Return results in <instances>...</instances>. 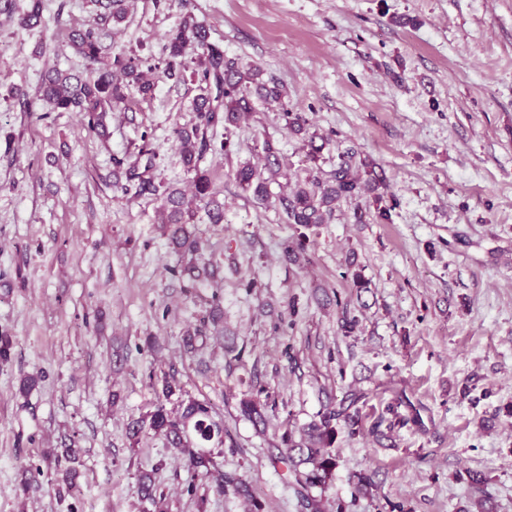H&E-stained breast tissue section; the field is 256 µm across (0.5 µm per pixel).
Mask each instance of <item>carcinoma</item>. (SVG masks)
<instances>
[{"label": "carcinoma", "mask_w": 512, "mask_h": 512, "mask_svg": "<svg viewBox=\"0 0 512 512\" xmlns=\"http://www.w3.org/2000/svg\"><path fill=\"white\" fill-rule=\"evenodd\" d=\"M96 5L104 9L99 14V23L68 34L67 46L85 61V68L75 72L47 71L34 98L18 87L11 90V95L22 99L30 112L35 111L39 101L47 102L53 112H78L83 115L88 129L101 133L105 114L112 111V105L126 99L127 89L136 88L144 98L152 94L154 84L146 78L145 72L155 69V66L136 54L109 55V48L104 44L105 29L111 22L120 24L124 21L127 12L125 0H96ZM42 11L43 0H30L28 9L21 14L18 13L16 0H0V16L15 18L21 28L30 31L41 26ZM190 46L197 50V57L191 66L185 61ZM165 51L164 75L180 80L188 72L197 89L192 104L193 120L175 130L183 163L188 171L194 173L197 205L186 201L176 189L164 190L162 226L174 248L189 257V261L175 273L194 284L213 283L218 275V267L210 262L198 264L199 243L188 225L196 223L200 209L205 211L210 223H222L224 203L216 199L211 177L207 171L200 169V161L207 153L217 149L229 154L230 142L225 140L215 145L213 131L220 125L226 131L237 125L242 115L253 111L252 97L264 102H278L283 92L278 84L263 79L260 68L242 65L224 56V50L210 42L206 27L196 23L189 15L184 17L175 31L168 34ZM282 115L292 133L298 135L306 131V120L302 115L290 112L286 107L282 108ZM279 170L277 161L267 167L265 173L244 165L237 167L233 176L243 190L252 192L256 199L264 201L269 196L268 184ZM366 175L364 179L353 172L351 161L345 160L332 174L330 182L309 179L291 195L279 198V204L289 223L310 229L328 223L340 202L345 200L351 203L372 193L378 217L383 221L391 220L395 205L384 204V196L378 192L384 185L383 178L373 169L366 171ZM121 189L126 193L132 190L136 195L159 192L154 182L138 173L134 165L126 169V184ZM306 238L307 235L301 233L298 239L284 244L283 252L289 260L295 262L303 256ZM362 398L361 394L351 393L347 401L326 409L319 421L308 425L298 441L293 440L292 433H285L281 437L285 452L279 457L270 458L274 465L288 464L301 507L306 512H323L322 494L338 465L336 454L332 451L337 425L344 423L354 426L348 410ZM270 409H275V406L257 397L243 398L239 403L240 415L257 426L266 425L267 411ZM150 433L165 440L167 451L181 458L192 476L213 475L215 451L224 446V425L213 419L210 403L193 398L182 399L176 412L167 410L160 403L127 425L128 438L134 445L139 443L142 436ZM54 461V485L59 499L63 500L76 486L79 451L72 446L58 448L54 452ZM40 476V468L31 464L19 469L20 485L24 489L38 483ZM213 490L219 496L231 493L247 501L253 500L250 483L235 474L221 472L216 475ZM137 496L150 503L155 512H163L164 494L156 484L155 472L138 475Z\"/></svg>", "instance_id": "carcinoma-1"}]
</instances>
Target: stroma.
Instances as JSON below:
<instances>
[{"mask_svg":"<svg viewBox=\"0 0 512 512\" xmlns=\"http://www.w3.org/2000/svg\"><path fill=\"white\" fill-rule=\"evenodd\" d=\"M43 5L36 31L0 18V332L14 339L0 362V512H146L136 476L155 465L167 512H247L191 478L162 439H128L170 371L223 419L219 464L252 483L256 512H303L269 456L354 391L367 399L351 410L355 432L336 434L330 512H512V0H130L108 28L113 52L158 63L193 16L307 121L293 134L254 101L228 153L202 162L224 221L203 215L191 230L219 267L236 362L223 339L187 352L213 293L175 275L160 196L114 185L117 163H135L160 188L190 192L174 131L192 118L195 86L154 71L152 95L129 91L103 137L78 113L26 111L9 88L32 94L45 70L81 69L65 36L95 17L89 0ZM268 142L282 175L264 203L232 171L263 166ZM348 150L383 175L391 219L368 196L319 227L289 223L277 196L328 179ZM302 232L306 258L286 260L283 243ZM346 311L359 321L349 334ZM31 375L40 381L21 396ZM261 387L276 401L263 436L238 412ZM392 401L407 423L381 439L372 427ZM73 442L78 492L64 504L52 451ZM26 463L43 472L27 490Z\"/></svg>","mask_w":512,"mask_h":512,"instance_id":"1","label":"stroma"}]
</instances>
